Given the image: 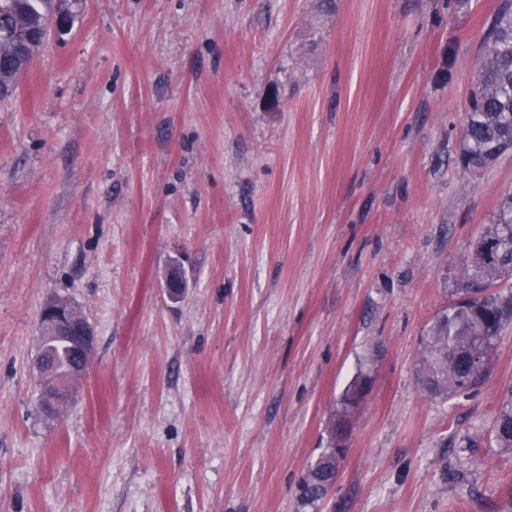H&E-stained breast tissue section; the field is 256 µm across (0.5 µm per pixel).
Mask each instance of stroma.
<instances>
[{
	"label": "stroma",
	"mask_w": 512,
	"mask_h": 512,
	"mask_svg": "<svg viewBox=\"0 0 512 512\" xmlns=\"http://www.w3.org/2000/svg\"><path fill=\"white\" fill-rule=\"evenodd\" d=\"M504 2L80 0L0 102V512H512L491 433L512 323L474 392L418 380L512 192V152L458 161ZM55 298L95 345L49 419ZM372 353L336 482L305 503ZM369 377L370 373L368 371L363 372L360 370V373L351 381L343 393L341 398L342 412L337 422L335 419L331 424L329 448H324L317 460L308 467L307 474L301 484V497L305 502L314 503L323 499L327 494L328 486L335 482V478L338 474V467L336 466L334 458L336 450V428L343 423L350 410L352 397L356 392L359 378L364 380Z\"/></svg>",
	"instance_id": "1"
}]
</instances>
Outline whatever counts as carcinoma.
I'll use <instances>...</instances> for the list:
<instances>
[{
  "label": "carcinoma",
  "mask_w": 512,
  "mask_h": 512,
  "mask_svg": "<svg viewBox=\"0 0 512 512\" xmlns=\"http://www.w3.org/2000/svg\"><path fill=\"white\" fill-rule=\"evenodd\" d=\"M54 9V0H0V82L18 88L25 73L15 34L34 25L42 28ZM460 159L471 171L489 168L512 150V11L504 7L495 17L470 95V107L459 141ZM495 242V257L487 261L482 248ZM462 276L466 288L482 290L489 284L512 277V194L500 204L493 224L474 245ZM512 321V295H482L470 300L467 310L448 307L437 316L430 330L431 350L438 360L422 356L421 385L426 394L447 397L477 389L487 378L496 343L505 324ZM51 370L50 382L67 387L75 383L74 353L64 336H48L40 346ZM362 371L341 398L342 412L332 422L330 445L308 467L301 484L307 503L323 499L338 474L334 458L336 428L350 410ZM494 439L501 448H512V390L504 396L494 422Z\"/></svg>",
  "instance_id": "cac0c4a2"
}]
</instances>
